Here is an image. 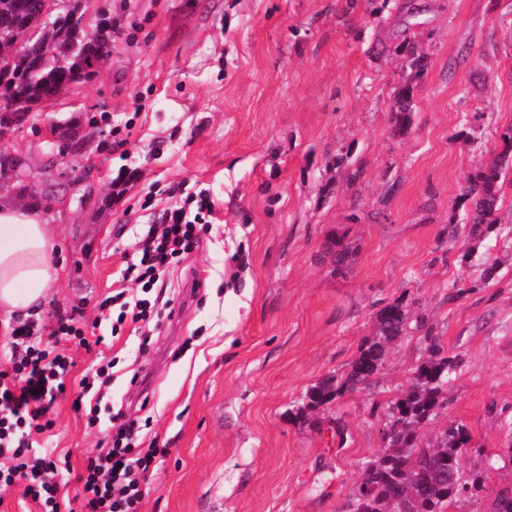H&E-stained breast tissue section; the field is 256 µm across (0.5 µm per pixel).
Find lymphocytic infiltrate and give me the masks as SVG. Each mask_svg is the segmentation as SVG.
Masks as SVG:
<instances>
[{"label":"lymphocytic infiltrate","instance_id":"obj_1","mask_svg":"<svg viewBox=\"0 0 512 512\" xmlns=\"http://www.w3.org/2000/svg\"><path fill=\"white\" fill-rule=\"evenodd\" d=\"M213 214L211 199L202 190L186 195L181 205L167 209L150 225L136 262L125 270L140 285L142 298L129 302L119 292L98 306L102 312H117L112 335H119L125 322L150 321L157 305L150 292L163 287L164 273L191 253ZM42 329V323L28 318L9 325L1 336L11 350L12 370L0 371V460L7 462L0 467V487L23 480L24 495L37 512H62L59 489L50 478L56 467L53 451L33 447L30 436L52 428L48 413L66 392L73 361L65 350L41 345ZM164 454L156 446H142L135 422L116 424L110 446L88 458L77 477L84 512H139L147 475Z\"/></svg>","mask_w":512,"mask_h":512}]
</instances>
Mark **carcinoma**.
I'll return each mask as SVG.
<instances>
[{
  "mask_svg": "<svg viewBox=\"0 0 512 512\" xmlns=\"http://www.w3.org/2000/svg\"><path fill=\"white\" fill-rule=\"evenodd\" d=\"M40 11L41 0H0V42L14 44L19 30L36 21ZM86 34L85 28L75 29L65 19L51 28L36 79L28 76L30 63L23 48H18L10 71H0V104L27 112L66 89L74 73L90 68L99 50V43ZM411 99L412 87L400 88L394 111L398 131L409 121ZM499 139L501 151L470 174L458 196L460 203H469L466 221L473 237L496 230L501 189L506 176L512 174V126ZM408 319L404 301L395 299L384 305L376 315L374 336L361 347L347 375L340 380L327 377L311 386L304 396L306 408L317 410L349 391L371 385L390 344L406 335ZM423 340L426 357L417 365L410 387L388 405L386 446L364 463L348 512H451L484 490L488 472L495 469L490 458L483 468H463L462 460L474 443L466 426L457 420H448L433 439H422L421 426L447 407L445 391L463 362L443 352L433 330H427ZM488 512H512V486L495 491Z\"/></svg>",
  "mask_w": 512,
  "mask_h": 512,
  "instance_id": "carcinoma-1",
  "label": "carcinoma"
}]
</instances>
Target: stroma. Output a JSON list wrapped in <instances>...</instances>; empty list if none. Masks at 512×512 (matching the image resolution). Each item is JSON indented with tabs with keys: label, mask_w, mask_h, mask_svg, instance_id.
<instances>
[{
	"label": "stroma",
	"mask_w": 512,
	"mask_h": 512,
	"mask_svg": "<svg viewBox=\"0 0 512 512\" xmlns=\"http://www.w3.org/2000/svg\"><path fill=\"white\" fill-rule=\"evenodd\" d=\"M84 11L117 22L109 65L34 105L10 140L48 191L32 206L63 267L41 320L75 308L96 319L126 287L154 217L176 204L166 187L208 190L216 221L166 273L148 351L133 323L114 337L107 321L96 351L72 349L54 426L31 436L65 456L58 484L75 493L120 414L166 450L140 512H346L363 463L385 446L388 405L425 356L428 325L464 364L424 436L461 421L482 446L469 468L512 448V188L481 239L455 204L512 126V0H86ZM410 44L423 75L405 57ZM406 85L411 116L398 133L391 106ZM56 121L90 133L87 167L52 154ZM121 171L137 177L116 199ZM155 185L161 195L143 208ZM491 260L498 272L485 284ZM460 279L466 292L449 299ZM397 298L409 327L375 387L302 411L311 386L348 372ZM105 358L114 376L90 428L72 403Z\"/></svg>",
	"instance_id": "35a3bbf8"
}]
</instances>
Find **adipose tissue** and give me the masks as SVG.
Wrapping results in <instances>:
<instances>
[{
  "label": "adipose tissue",
  "instance_id": "ef3b65f1",
  "mask_svg": "<svg viewBox=\"0 0 512 512\" xmlns=\"http://www.w3.org/2000/svg\"><path fill=\"white\" fill-rule=\"evenodd\" d=\"M53 238L29 207L0 208V313L29 317L62 269L52 261Z\"/></svg>",
  "mask_w": 512,
  "mask_h": 512
}]
</instances>
